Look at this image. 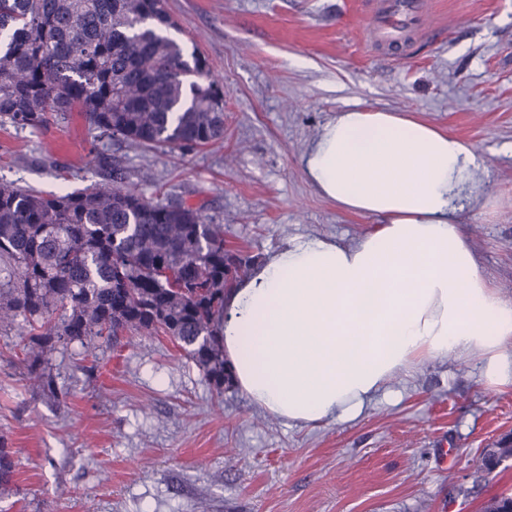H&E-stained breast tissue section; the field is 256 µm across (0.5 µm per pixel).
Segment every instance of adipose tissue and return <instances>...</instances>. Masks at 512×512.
<instances>
[{
  "mask_svg": "<svg viewBox=\"0 0 512 512\" xmlns=\"http://www.w3.org/2000/svg\"><path fill=\"white\" fill-rule=\"evenodd\" d=\"M471 144L407 113L350 109L302 156L344 211L377 217L354 244L293 238L224 302V358L251 404L287 424L358 414L431 360L478 361L512 388V302L479 265L460 213Z\"/></svg>",
  "mask_w": 512,
  "mask_h": 512,
  "instance_id": "obj_1",
  "label": "adipose tissue"
}]
</instances>
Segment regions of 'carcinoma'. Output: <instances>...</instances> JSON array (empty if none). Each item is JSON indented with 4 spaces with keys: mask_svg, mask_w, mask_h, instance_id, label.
<instances>
[{
    "mask_svg": "<svg viewBox=\"0 0 512 512\" xmlns=\"http://www.w3.org/2000/svg\"><path fill=\"white\" fill-rule=\"evenodd\" d=\"M166 0H0V127L39 129L78 110L145 150L224 140V90L185 54ZM224 225L121 181L44 195L0 179V330L16 325L25 378L51 383L48 353L126 334L167 337L218 392L224 297L238 282ZM0 440V495L15 486ZM484 512H512V495Z\"/></svg>",
    "mask_w": 512,
    "mask_h": 512,
    "instance_id": "cac0c4a2",
    "label": "carcinoma"
}]
</instances>
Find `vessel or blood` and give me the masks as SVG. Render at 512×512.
Here are the masks:
<instances>
[{
  "label": "vessel or blood",
  "instance_id": "b4317fda",
  "mask_svg": "<svg viewBox=\"0 0 512 512\" xmlns=\"http://www.w3.org/2000/svg\"><path fill=\"white\" fill-rule=\"evenodd\" d=\"M368 44L375 48L402 46L428 24L429 0H359Z\"/></svg>",
  "mask_w": 512,
  "mask_h": 512
}]
</instances>
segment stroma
<instances>
[{"label": "stroma", "mask_w": 512, "mask_h": 512, "mask_svg": "<svg viewBox=\"0 0 512 512\" xmlns=\"http://www.w3.org/2000/svg\"><path fill=\"white\" fill-rule=\"evenodd\" d=\"M353 0H166L179 40L224 89V140L146 151L91 130L84 113L38 131L0 127V178L44 194L108 186L198 210L226 240L265 257L287 239L353 243L372 217L342 211L300 156L336 113L413 112L469 142L482 207L463 215L475 256L512 301V0H444V32L402 61L371 50ZM57 134L81 149L45 145ZM153 180H141L143 171ZM0 333V439L16 485L0 512H483L512 490V459L475 463L512 431V391L485 388L477 361L433 360L397 376L355 419L287 425L239 389L216 393L163 336L121 352L52 355L65 402L29 388Z\"/></svg>", "instance_id": "obj_1"}]
</instances>
